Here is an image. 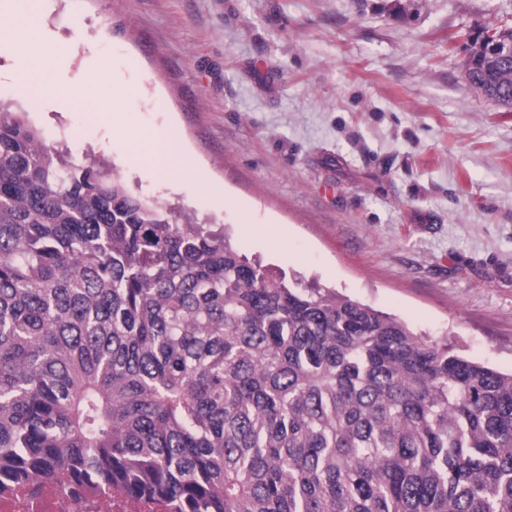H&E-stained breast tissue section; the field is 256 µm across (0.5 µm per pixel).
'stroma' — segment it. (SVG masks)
<instances>
[{
	"label": "stroma",
	"mask_w": 512,
	"mask_h": 512,
	"mask_svg": "<svg viewBox=\"0 0 512 512\" xmlns=\"http://www.w3.org/2000/svg\"><path fill=\"white\" fill-rule=\"evenodd\" d=\"M512 0H45L59 85L97 68L102 97H44L28 120L75 162L224 229L240 254L316 281L512 372V112L472 92L459 32ZM0 43V103L26 104ZM176 127L195 172L157 179L131 135Z\"/></svg>",
	"instance_id": "35a3bbf8"
}]
</instances>
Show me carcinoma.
Masks as SVG:
<instances>
[{
	"label": "carcinoma",
	"instance_id": "cac0c4a2",
	"mask_svg": "<svg viewBox=\"0 0 512 512\" xmlns=\"http://www.w3.org/2000/svg\"><path fill=\"white\" fill-rule=\"evenodd\" d=\"M512 109V68L466 57ZM170 512H512V373L239 254L0 104V476Z\"/></svg>",
	"mask_w": 512,
	"mask_h": 512
}]
</instances>
